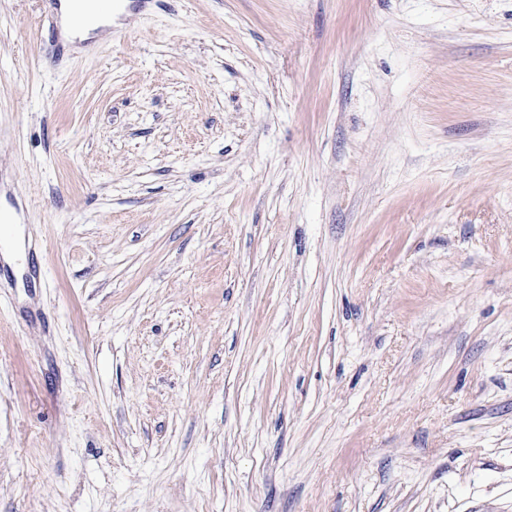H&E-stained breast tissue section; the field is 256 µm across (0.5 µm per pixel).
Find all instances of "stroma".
<instances>
[{
	"instance_id": "35a3bbf8",
	"label": "stroma",
	"mask_w": 512,
	"mask_h": 512,
	"mask_svg": "<svg viewBox=\"0 0 512 512\" xmlns=\"http://www.w3.org/2000/svg\"><path fill=\"white\" fill-rule=\"evenodd\" d=\"M0 0V512H512V0ZM154 0H92L94 10L99 13V16H94L83 29L77 31L73 27L72 14L76 13L80 9H89L88 3H79L72 0H62L59 5L62 35L69 41L74 42L75 39L81 41L89 38H103L108 35L106 31L112 27V15L101 16L111 14L117 10L128 9L134 4H140L141 8H145L147 5L152 3ZM134 4H131V3Z\"/></svg>"
}]
</instances>
